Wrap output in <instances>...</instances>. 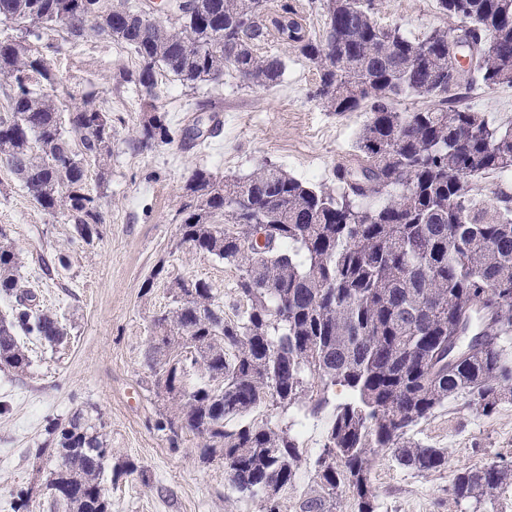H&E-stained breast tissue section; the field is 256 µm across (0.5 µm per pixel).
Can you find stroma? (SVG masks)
I'll return each instance as SVG.
<instances>
[{
    "label": "stroma",
    "instance_id": "obj_1",
    "mask_svg": "<svg viewBox=\"0 0 512 512\" xmlns=\"http://www.w3.org/2000/svg\"><path fill=\"white\" fill-rule=\"evenodd\" d=\"M375 5L380 24L400 26L411 38L450 23L436 0ZM43 40L62 45L50 56L60 101L84 97L110 111L114 137L106 173L94 166L87 173L103 216L100 235L89 245H72V223L43 212L0 163V226L9 230L21 272L41 304L67 331L58 345L28 340L31 366L25 373L0 369V512H17L19 493L32 487L42 490L33 512H54L44 491L50 466L38 450L49 421L78 409L100 419L108 433L114 469L105 473L102 486L111 512H264L260 502L231 490L223 461H200L197 437L183 435L173 448L155 427L166 405L153 390L146 354L151 320L171 304L170 282L208 281L225 318L245 307L236 293L234 266L181 248V187L197 167L237 178L264 164L315 186L335 187L334 169L351 158L367 116L339 115L313 98L315 64L273 37L262 50L286 62L277 86H249L232 73L194 85L161 75L155 104L174 127L192 126L202 117L220 128L187 145L139 149L133 139L145 106L127 79L135 68L131 52L104 37L64 43L49 32ZM411 440L447 449L451 467L420 474L378 452L370 469L378 512H462L448 492L451 470L512 460V400L488 417L463 400L449 401L414 428ZM299 441L306 461L296 482L279 493L280 512H294L295 502L315 488L312 463L322 426L306 427ZM125 462L137 465L138 473L118 475L117 466Z\"/></svg>",
    "mask_w": 512,
    "mask_h": 512
}]
</instances>
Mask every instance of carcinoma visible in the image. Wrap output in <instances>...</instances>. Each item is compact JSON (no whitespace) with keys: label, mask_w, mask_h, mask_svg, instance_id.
Wrapping results in <instances>:
<instances>
[{"label":"carcinoma","mask_w":512,"mask_h":512,"mask_svg":"<svg viewBox=\"0 0 512 512\" xmlns=\"http://www.w3.org/2000/svg\"><path fill=\"white\" fill-rule=\"evenodd\" d=\"M0 0V24L20 35L0 39V161L47 214L72 221L71 243L90 244L102 223L99 198L87 189L85 162L106 170L112 114L88 100L56 95L43 31L69 39L90 34L127 47L149 115L136 147L169 145L175 129L157 111L158 74L183 82L218 81L232 70L260 87L279 83L285 62L258 53L272 35L317 64L313 96L367 120L356 158L336 165L337 189L311 187L262 165L244 178L194 169L183 185L179 244L234 266L246 309L231 321L209 282L172 283L174 307L156 313L149 357L157 394L171 411L156 421L170 444L200 440L204 462L224 460L239 494L271 505L267 486L292 484L302 461L300 430L328 414L316 460V494L295 512H332L344 490L356 512H377L369 483L373 456L391 454L420 473L448 469V450L409 434L449 400L462 398L489 416L512 397V187L482 197L478 181L512 175V123L495 125L466 104L478 86L512 87V0H437L453 20L412 39L382 26L374 0H324L323 33L308 34L296 9L269 0H196L194 14L168 27L139 15L127 0ZM457 31L471 49L470 68L455 71ZM431 105L402 111V96ZM264 234V243L258 235ZM21 260L0 227V368L31 365L20 337L57 344L67 335L36 302ZM482 301L498 316L480 339L446 359L465 320ZM345 399L331 404L336 387ZM271 406L274 426L249 416ZM104 425L77 410L48 424L40 453L56 460L48 483L65 512H110L101 482L112 461ZM512 484V461L454 470L458 504L489 512Z\"/></svg>","instance_id":"1"}]
</instances>
